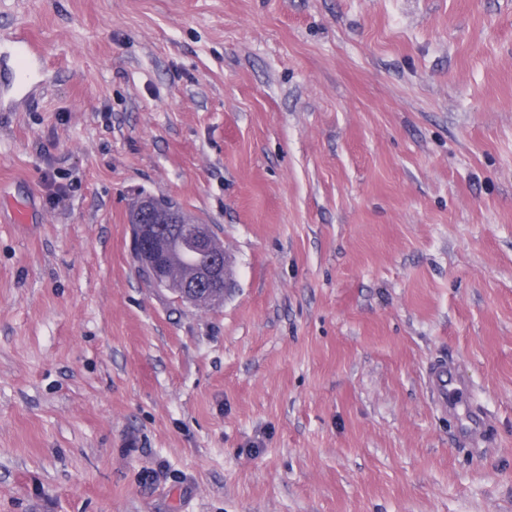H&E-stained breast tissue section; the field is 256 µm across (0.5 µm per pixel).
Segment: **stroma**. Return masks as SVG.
<instances>
[{
    "label": "stroma",
    "instance_id": "stroma-1",
    "mask_svg": "<svg viewBox=\"0 0 512 512\" xmlns=\"http://www.w3.org/2000/svg\"><path fill=\"white\" fill-rule=\"evenodd\" d=\"M0 512H512V0H0ZM130 207L135 216L131 225L133 259L139 270L149 271V283L173 291L179 301L192 306L222 301L226 288H232L233 271L223 243L210 226L195 222L175 203L147 192L135 194ZM181 247L185 253L205 256V263L193 267L189 274H180L173 253ZM450 369L446 365H440L430 376L433 393L445 408H453L456 405L460 390L458 384L451 378Z\"/></svg>",
    "mask_w": 512,
    "mask_h": 512
}]
</instances>
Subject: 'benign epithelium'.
Segmentation results:
<instances>
[{"mask_svg": "<svg viewBox=\"0 0 512 512\" xmlns=\"http://www.w3.org/2000/svg\"><path fill=\"white\" fill-rule=\"evenodd\" d=\"M131 208L135 216L131 225L133 259L138 269L149 271L151 285L173 291L179 301L192 306L224 299V245L209 225L192 220L180 206L147 192L135 194ZM181 248L206 257L205 263L189 274L180 273L173 253Z\"/></svg>", "mask_w": 512, "mask_h": 512, "instance_id": "benign-epithelium-1", "label": "benign epithelium"}]
</instances>
